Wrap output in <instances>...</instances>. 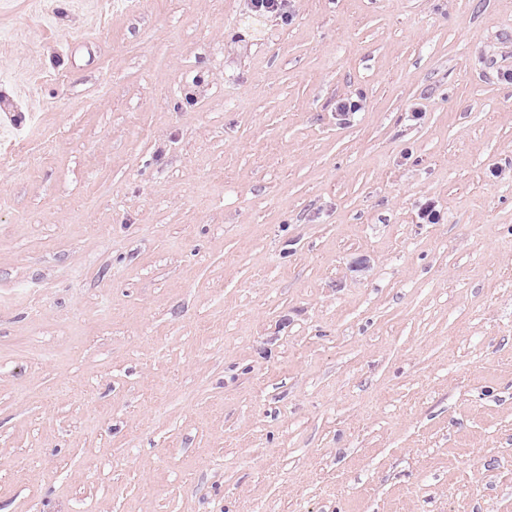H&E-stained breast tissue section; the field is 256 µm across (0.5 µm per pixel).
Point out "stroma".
Segmentation results:
<instances>
[{
	"label": "stroma",
	"mask_w": 512,
	"mask_h": 512,
	"mask_svg": "<svg viewBox=\"0 0 512 512\" xmlns=\"http://www.w3.org/2000/svg\"><path fill=\"white\" fill-rule=\"evenodd\" d=\"M28 9L0 512H512V0Z\"/></svg>",
	"instance_id": "35a3bbf8"
}]
</instances>
